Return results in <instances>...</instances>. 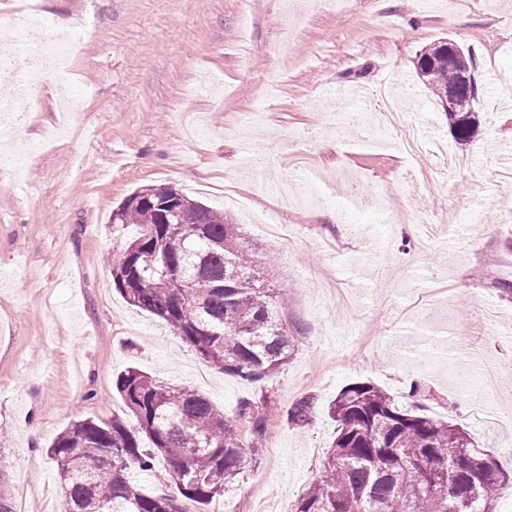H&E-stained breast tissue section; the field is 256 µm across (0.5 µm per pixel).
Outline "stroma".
Masks as SVG:
<instances>
[{
    "instance_id": "1",
    "label": "stroma",
    "mask_w": 512,
    "mask_h": 512,
    "mask_svg": "<svg viewBox=\"0 0 512 512\" xmlns=\"http://www.w3.org/2000/svg\"><path fill=\"white\" fill-rule=\"evenodd\" d=\"M41 5L47 27L72 31L76 81L66 91L47 78L37 99L19 100L23 143L0 152V472L26 490L24 512H66L46 449L76 421L124 413L114 380L127 367L193 386L230 418L255 391L113 288L112 212L145 186L225 211L256 257L276 256L269 273L288 294L292 355L265 384L264 445L220 498L226 512L259 497L294 512L334 437L327 407L356 381L455 419L512 477V431L465 402L488 371L496 411L512 414V296L499 290L512 282V0ZM447 37L472 51L480 88V131L464 144L415 69ZM205 79L214 97L196 94ZM383 81L432 138L416 158L336 121L374 110ZM289 174L312 189L284 211L285 239L221 188L265 209ZM425 210L445 236L424 241L410 217ZM306 396L311 422L289 425Z\"/></svg>"
}]
</instances>
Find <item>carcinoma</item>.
Here are the masks:
<instances>
[{"instance_id":"1","label":"carcinoma","mask_w":512,"mask_h":512,"mask_svg":"<svg viewBox=\"0 0 512 512\" xmlns=\"http://www.w3.org/2000/svg\"><path fill=\"white\" fill-rule=\"evenodd\" d=\"M444 38L420 53L416 71L443 104L456 139L479 132L473 110L478 87L470 51L448 61ZM163 187L133 193L139 202L112 211V231L135 232L111 255L112 285L131 306L165 322L210 367L264 384L292 351L283 289L268 284L244 245L239 225L183 192L177 211L158 206ZM115 389L133 415L83 419L48 448L69 512H207L254 461L266 435L265 393L239 401L235 418L198 390L160 381L129 366ZM314 398L295 402L288 423L305 427ZM336 432L323 475L299 498L295 512H496L509 482L491 456L452 420L405 408L368 381L345 386L328 405ZM250 425L240 434L237 423ZM168 466L178 494L146 493L136 473ZM0 512H14L10 482L0 474Z\"/></svg>"}]
</instances>
